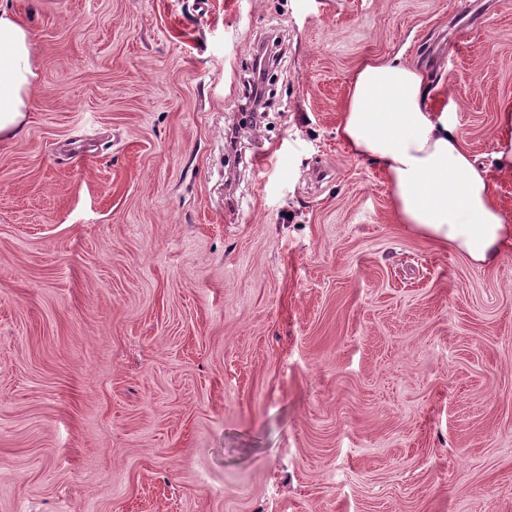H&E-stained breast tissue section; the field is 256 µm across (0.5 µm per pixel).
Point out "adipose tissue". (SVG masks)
Masks as SVG:
<instances>
[{"mask_svg": "<svg viewBox=\"0 0 512 512\" xmlns=\"http://www.w3.org/2000/svg\"><path fill=\"white\" fill-rule=\"evenodd\" d=\"M31 47L26 24L0 5V140L24 131L37 81ZM428 97L426 74L403 56L365 60L350 80L339 136L380 165L399 223L474 265L494 264L512 251V219L451 112L429 111Z\"/></svg>", "mask_w": 512, "mask_h": 512, "instance_id": "adipose-tissue-1", "label": "adipose tissue"}]
</instances>
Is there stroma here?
<instances>
[{"label":"stroma","mask_w":512,"mask_h":512,"mask_svg":"<svg viewBox=\"0 0 512 512\" xmlns=\"http://www.w3.org/2000/svg\"><path fill=\"white\" fill-rule=\"evenodd\" d=\"M469 3L10 0L38 78L0 141V512H512V252L411 233L338 135L404 53L512 217V0ZM243 100L249 106V112H259L261 108H268L270 101L265 95L262 70L253 73L248 81L244 83ZM500 134L496 158L500 161V171L510 175L512 172V106H505L499 117Z\"/></svg>","instance_id":"1"}]
</instances>
